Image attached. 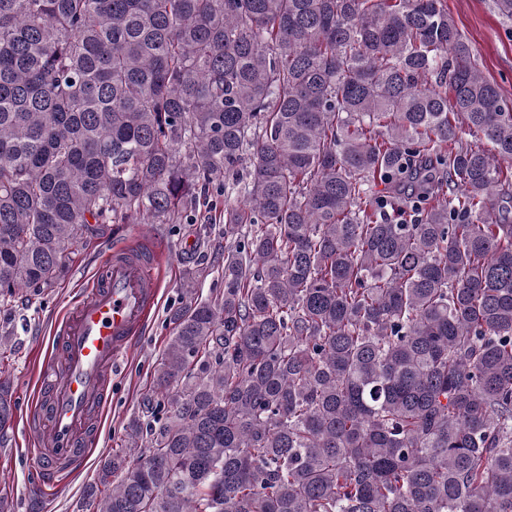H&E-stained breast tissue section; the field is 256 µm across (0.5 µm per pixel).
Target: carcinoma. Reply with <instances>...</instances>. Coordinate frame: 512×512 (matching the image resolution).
Masks as SVG:
<instances>
[{"label": "carcinoma", "instance_id": "carcinoma-1", "mask_svg": "<svg viewBox=\"0 0 512 512\" xmlns=\"http://www.w3.org/2000/svg\"><path fill=\"white\" fill-rule=\"evenodd\" d=\"M220 178L87 512H512V102L446 0H0L1 308Z\"/></svg>", "mask_w": 512, "mask_h": 512}]
</instances>
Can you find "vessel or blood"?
I'll list each match as a JSON object with an SVG mask.
<instances>
[{
  "label": "vessel or blood",
  "instance_id": "b4317fda",
  "mask_svg": "<svg viewBox=\"0 0 512 512\" xmlns=\"http://www.w3.org/2000/svg\"><path fill=\"white\" fill-rule=\"evenodd\" d=\"M159 293L155 253L116 246L56 322L52 349L60 357L55 379L47 397L26 409V428L39 447V477L30 501L44 504L66 474L82 467L92 420L108 397L112 368L130 351Z\"/></svg>",
  "mask_w": 512,
  "mask_h": 512
}]
</instances>
